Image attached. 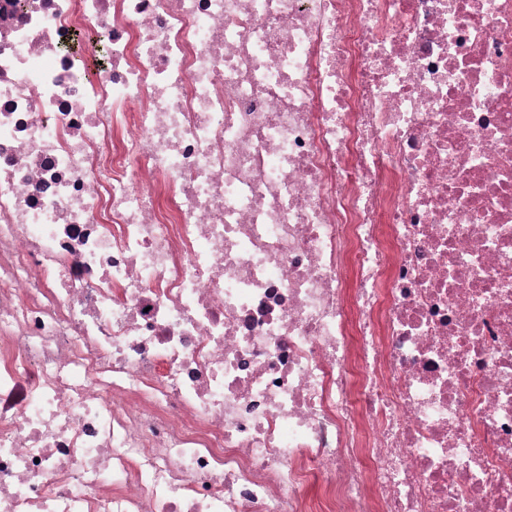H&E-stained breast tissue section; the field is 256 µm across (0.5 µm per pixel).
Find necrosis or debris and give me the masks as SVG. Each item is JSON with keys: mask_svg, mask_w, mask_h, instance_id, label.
Returning a JSON list of instances; mask_svg holds the SVG:
<instances>
[{"mask_svg": "<svg viewBox=\"0 0 512 512\" xmlns=\"http://www.w3.org/2000/svg\"><path fill=\"white\" fill-rule=\"evenodd\" d=\"M0 512H512V0H0Z\"/></svg>", "mask_w": 512, "mask_h": 512, "instance_id": "necrosis-or-debris-1", "label": "necrosis or debris"}]
</instances>
